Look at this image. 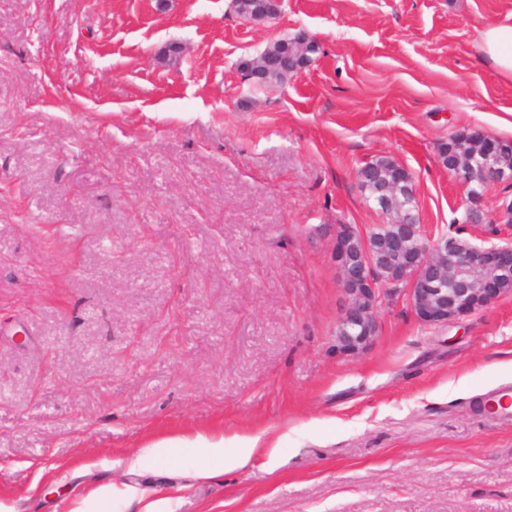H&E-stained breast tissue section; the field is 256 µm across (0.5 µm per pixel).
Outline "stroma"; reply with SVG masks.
Masks as SVG:
<instances>
[{"label":"stroma","mask_w":512,"mask_h":512,"mask_svg":"<svg viewBox=\"0 0 512 512\" xmlns=\"http://www.w3.org/2000/svg\"><path fill=\"white\" fill-rule=\"evenodd\" d=\"M495 24L512 0H281L262 22L0 0V506L512 512V422L475 409L512 384V293L442 327L399 293L369 352L334 341L336 227L382 221L357 187L372 159L410 172L429 236L512 243V184L463 223L437 154L464 128L512 140ZM299 34L313 62L255 88L241 62ZM199 435L256 439L251 466L202 480L205 449L152 455ZM482 51L504 75L512 77V25H491L481 33Z\"/></svg>","instance_id":"35a3bbf8"}]
</instances>
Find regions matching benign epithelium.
I'll use <instances>...</instances> for the list:
<instances>
[{
	"label": "benign epithelium",
	"instance_id": "1",
	"mask_svg": "<svg viewBox=\"0 0 512 512\" xmlns=\"http://www.w3.org/2000/svg\"><path fill=\"white\" fill-rule=\"evenodd\" d=\"M380 246L369 248L355 224L336 225V268L344 306L336 321V353L361 355L374 345L384 294L402 285L421 323H454L512 292L500 282L512 276V244H474L429 238L420 219Z\"/></svg>",
	"mask_w": 512,
	"mask_h": 512
}]
</instances>
